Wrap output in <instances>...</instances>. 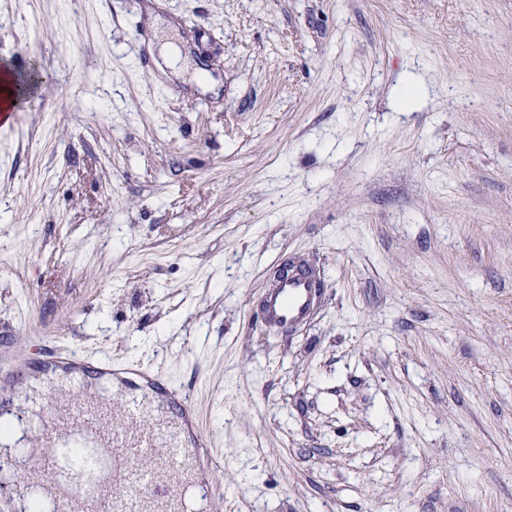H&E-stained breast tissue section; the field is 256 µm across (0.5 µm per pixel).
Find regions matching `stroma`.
I'll return each mask as SVG.
<instances>
[{"mask_svg": "<svg viewBox=\"0 0 512 512\" xmlns=\"http://www.w3.org/2000/svg\"><path fill=\"white\" fill-rule=\"evenodd\" d=\"M0 62V355L158 370L207 512H512V0H0ZM264 288L257 316L266 330L285 336L313 318L325 285L320 269L291 256Z\"/></svg>", "mask_w": 512, "mask_h": 512, "instance_id": "35a3bbf8", "label": "stroma"}]
</instances>
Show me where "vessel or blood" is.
Here are the masks:
<instances>
[{"instance_id": "b4317fda", "label": "vessel or blood", "mask_w": 512, "mask_h": 512, "mask_svg": "<svg viewBox=\"0 0 512 512\" xmlns=\"http://www.w3.org/2000/svg\"><path fill=\"white\" fill-rule=\"evenodd\" d=\"M324 288L320 269L289 257L257 316L269 332L290 334L313 318ZM123 371L150 383L152 394H130L117 408L89 398L49 422L32 417L40 439L24 461L31 484H47L56 512H190L192 495H218L207 479L217 458L189 398L143 366Z\"/></svg>"}]
</instances>
